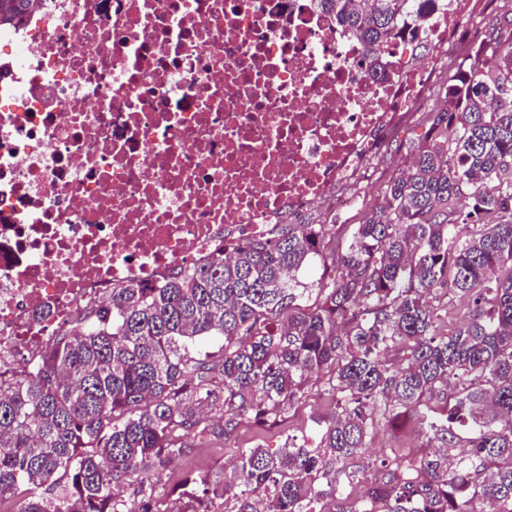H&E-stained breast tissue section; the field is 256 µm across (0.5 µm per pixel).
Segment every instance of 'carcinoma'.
Returning <instances> with one entry per match:
<instances>
[{"mask_svg": "<svg viewBox=\"0 0 512 512\" xmlns=\"http://www.w3.org/2000/svg\"><path fill=\"white\" fill-rule=\"evenodd\" d=\"M8 1L19 27L28 0ZM434 0H318L385 76L386 40ZM446 107L365 223L275 224L157 284L130 280L0 384V496L19 512H161L163 468L189 435L281 424L312 378L336 400L311 444L244 448L188 478V512H512V42L477 43ZM470 201L460 235L451 222ZM497 224H482L486 213ZM346 239L338 253L336 238ZM331 259L333 274L303 272ZM469 296L448 322L446 290ZM220 342L217 353L196 349ZM405 413L434 452L365 456ZM140 477L138 507L122 494ZM48 487L51 495L35 489Z\"/></svg>", "mask_w": 512, "mask_h": 512, "instance_id": "1", "label": "carcinoma"}]
</instances>
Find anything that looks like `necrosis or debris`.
<instances>
[{
    "instance_id": "obj_1",
    "label": "necrosis or debris",
    "mask_w": 512,
    "mask_h": 512,
    "mask_svg": "<svg viewBox=\"0 0 512 512\" xmlns=\"http://www.w3.org/2000/svg\"><path fill=\"white\" fill-rule=\"evenodd\" d=\"M464 32L466 0H435L376 80L316 0H35L0 29V381L122 283L352 208Z\"/></svg>"
}]
</instances>
